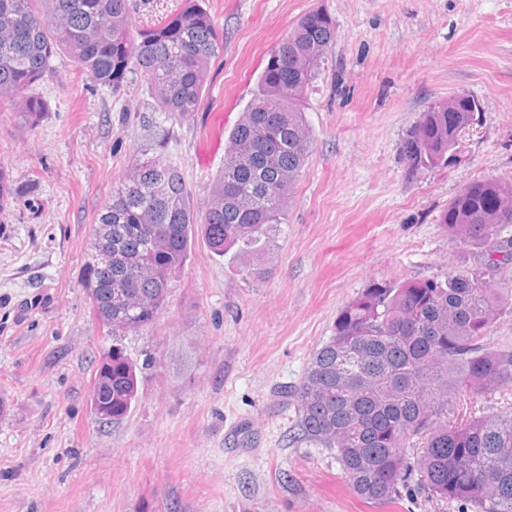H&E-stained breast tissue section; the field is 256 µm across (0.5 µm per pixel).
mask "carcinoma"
Segmentation results:
<instances>
[{"mask_svg": "<svg viewBox=\"0 0 512 512\" xmlns=\"http://www.w3.org/2000/svg\"><path fill=\"white\" fill-rule=\"evenodd\" d=\"M133 11L134 0H0V100L18 102L29 126L48 116L49 103L34 88L60 54L114 92L132 76L145 81L151 103L138 119L139 158L98 215L85 259L92 310L114 336L157 320L195 228L218 256H257L287 223L314 143L302 98L336 39L334 20L313 9L273 51L229 133L209 202L197 211L165 124L198 111L224 32L204 0H180L137 32ZM472 120V112L429 106L402 143L410 171L455 158L458 128ZM475 184L448 202L439 223L481 254L482 267L370 283L341 310L296 389L301 437L335 451L364 499L399 496L416 471L439 500L512 512V409L448 424L458 393L488 397L512 387V352L483 343L496 320L512 313V290L487 280L512 265V180ZM95 389L91 410L106 409L107 423L123 419L135 402L136 367L118 348ZM420 439L425 445L414 457Z\"/></svg>", "mask_w": 512, "mask_h": 512, "instance_id": "1", "label": "carcinoma"}]
</instances>
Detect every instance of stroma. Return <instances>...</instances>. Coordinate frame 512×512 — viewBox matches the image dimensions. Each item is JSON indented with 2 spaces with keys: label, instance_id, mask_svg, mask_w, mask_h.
<instances>
[{
  "label": "stroma",
  "instance_id": "35a3bbf8",
  "mask_svg": "<svg viewBox=\"0 0 512 512\" xmlns=\"http://www.w3.org/2000/svg\"><path fill=\"white\" fill-rule=\"evenodd\" d=\"M224 31L203 101L170 151L205 209L230 130L270 52L309 10L336 41L303 100L315 134L271 272L195 238L156 322L113 338L83 268L98 214L136 157L146 111L57 57L38 127L0 101V512H472L416 485L366 501L332 450L295 438L294 390L339 312L371 282L443 277L478 258L438 216L468 183L512 178V0H205ZM472 96L482 120L448 164L409 173L401 152L428 106ZM121 348L138 396L119 422L89 404Z\"/></svg>",
  "mask_w": 512,
  "mask_h": 512
}]
</instances>
